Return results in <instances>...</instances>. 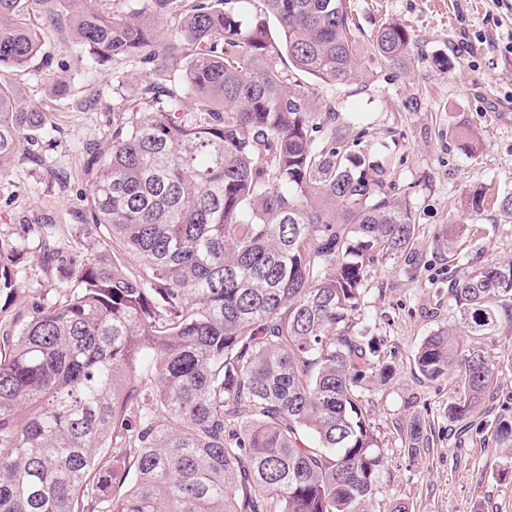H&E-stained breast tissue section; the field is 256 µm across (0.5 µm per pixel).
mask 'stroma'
Returning a JSON list of instances; mask_svg holds the SVG:
<instances>
[{
    "mask_svg": "<svg viewBox=\"0 0 512 512\" xmlns=\"http://www.w3.org/2000/svg\"><path fill=\"white\" fill-rule=\"evenodd\" d=\"M361 45L386 22L412 34L409 52L394 64L364 63L355 80L325 85L321 93L346 151L388 162L390 180L405 190L418 222L415 258H380L366 277L362 312L385 342L395 365L393 381L372 386L366 409L382 442L385 465L367 512H512V454L492 425L512 416V303L499 310L493 335L462 337L484 349L498 368L494 387L476 407L467 431L448 418L458 397L456 374L421 378L413 357L419 343L451 323L450 279L468 264L512 259V218L491 201L512 193V0H347ZM47 48L54 61L28 71H0L24 100L49 112L36 137L37 161L16 159L0 174V236L21 240L27 254L9 314L25 313L33 298L53 301L57 278L43 271L40 249L52 239L66 254L80 252L89 189L85 154L112 139L104 104L135 94L165 72L149 64H90L69 46V29L57 26ZM67 79L68 97L52 84ZM479 143L465 147V133ZM488 204L472 210L474 191ZM459 231L456 256L440 235ZM422 423L429 444L410 455L406 427Z\"/></svg>",
    "mask_w": 512,
    "mask_h": 512,
    "instance_id": "35a3bbf8",
    "label": "stroma"
}]
</instances>
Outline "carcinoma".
Here are the masks:
<instances>
[{
  "mask_svg": "<svg viewBox=\"0 0 512 512\" xmlns=\"http://www.w3.org/2000/svg\"><path fill=\"white\" fill-rule=\"evenodd\" d=\"M141 2L118 18L100 0H0V68L49 66L48 27L64 20L96 66L154 46L144 61L180 73L107 105L86 254L47 249L58 298L0 320V512H365L384 461L366 382L392 379L361 318L365 275L381 255L413 254L416 217L385 168L340 151L334 131L317 140V85L273 60L353 80L346 0H256L257 14L235 0ZM179 7L161 39L158 17ZM410 43L385 23L368 58L395 63ZM48 120L0 81L1 173ZM25 254L0 237L6 303ZM451 293L454 324L413 365L429 381L459 368L448 417L468 425L496 369L458 336L495 331L512 260L470 266ZM495 432L512 444V418ZM407 439L411 453L425 443L415 420Z\"/></svg>",
  "mask_w": 512,
  "mask_h": 512,
  "instance_id": "cac0c4a2",
  "label": "carcinoma"
}]
</instances>
